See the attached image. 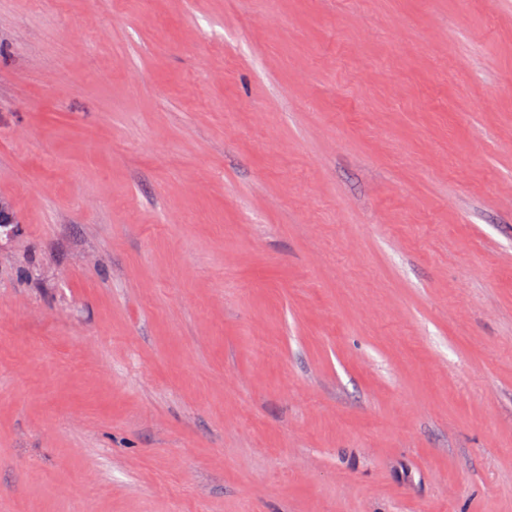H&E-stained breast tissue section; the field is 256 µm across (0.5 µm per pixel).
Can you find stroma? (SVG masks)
Wrapping results in <instances>:
<instances>
[{
    "mask_svg": "<svg viewBox=\"0 0 512 512\" xmlns=\"http://www.w3.org/2000/svg\"><path fill=\"white\" fill-rule=\"evenodd\" d=\"M0 512H512V0H0Z\"/></svg>",
    "mask_w": 512,
    "mask_h": 512,
    "instance_id": "35a3bbf8",
    "label": "stroma"
}]
</instances>
